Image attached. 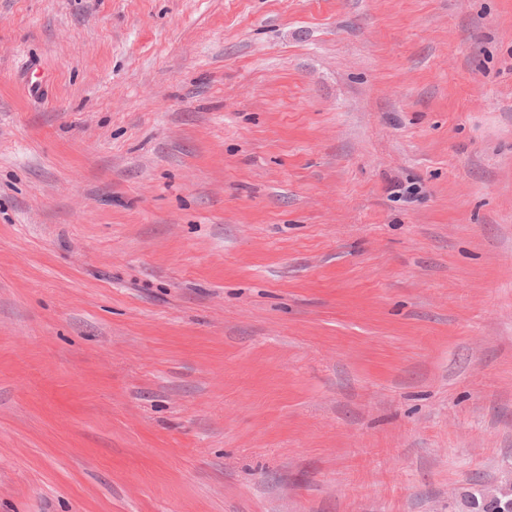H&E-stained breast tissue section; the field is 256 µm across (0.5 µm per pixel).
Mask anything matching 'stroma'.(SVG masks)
I'll list each match as a JSON object with an SVG mask.
<instances>
[{
  "mask_svg": "<svg viewBox=\"0 0 512 512\" xmlns=\"http://www.w3.org/2000/svg\"><path fill=\"white\" fill-rule=\"evenodd\" d=\"M511 477L512 0H0V512Z\"/></svg>",
  "mask_w": 512,
  "mask_h": 512,
  "instance_id": "stroma-1",
  "label": "stroma"
}]
</instances>
